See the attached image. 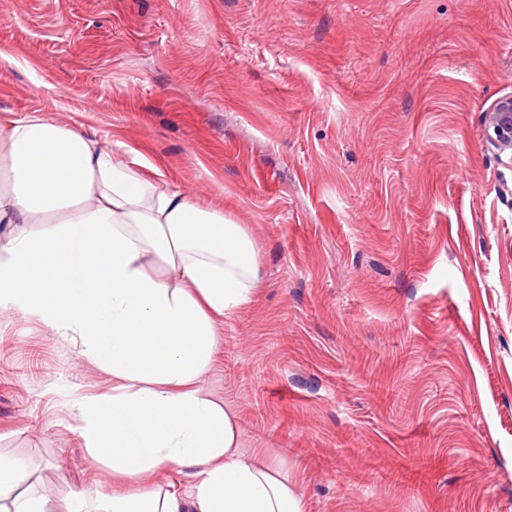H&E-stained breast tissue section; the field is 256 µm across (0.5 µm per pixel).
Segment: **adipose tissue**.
Here are the masks:
<instances>
[{"instance_id":"ef3b65f1","label":"adipose tissue","mask_w":512,"mask_h":512,"mask_svg":"<svg viewBox=\"0 0 512 512\" xmlns=\"http://www.w3.org/2000/svg\"><path fill=\"white\" fill-rule=\"evenodd\" d=\"M0 308L38 318L108 372L71 409L89 459L120 487L66 512H303L284 464L241 450L237 419L198 386L218 320L258 283L243 225L200 204L137 150L25 114L0 122ZM192 471L188 491L159 476ZM0 454V512H59Z\"/></svg>"}]
</instances>
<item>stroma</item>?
<instances>
[{"label": "stroma", "mask_w": 512, "mask_h": 512, "mask_svg": "<svg viewBox=\"0 0 512 512\" xmlns=\"http://www.w3.org/2000/svg\"><path fill=\"white\" fill-rule=\"evenodd\" d=\"M0 118L129 147L244 225L200 386L305 512H512V0H0ZM112 377L0 309V452L111 492L70 409ZM486 142L512 165V96L498 99L485 113Z\"/></svg>", "instance_id": "obj_1"}]
</instances>
